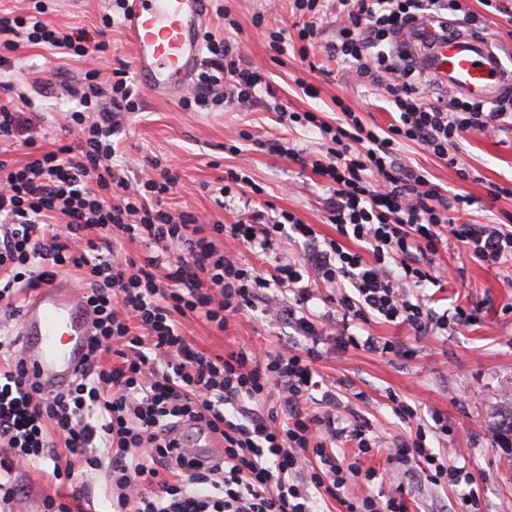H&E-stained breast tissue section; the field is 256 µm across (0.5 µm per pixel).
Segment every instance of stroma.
<instances>
[{
    "mask_svg": "<svg viewBox=\"0 0 512 512\" xmlns=\"http://www.w3.org/2000/svg\"><path fill=\"white\" fill-rule=\"evenodd\" d=\"M47 18L62 29L95 30L102 26L109 0H46ZM238 29L225 28L216 16H209L208 28L216 36L236 43L244 61L265 71L279 89L282 103L292 111L311 110L328 122L336 117V102L358 109L369 124L388 128L393 116L384 102L367 87L357 85L349 68L328 54L327 45L336 38V28L323 26L308 58H301L292 0H224ZM271 12L274 25L288 31V48L274 53L269 39L253 21L255 14ZM109 47L98 54L96 66L101 80L108 81L119 67L132 68L131 47L124 24L107 28ZM15 66L0 74V104L16 101L18 91L40 81L50 82L44 96H35V106L24 109L23 123L16 138L0 139V158L19 163L26 158V139H35L48 150L57 132V122L74 103L66 85L82 77L86 66L74 58L52 55L38 45L21 43L14 52ZM316 87L317 97L304 95L301 85ZM140 111L128 113L115 136L118 153L130 167L131 177L145 176L148 160L157 159L179 176L172 192L164 199L172 211L190 210L209 218L232 220L233 215L217 202V187L227 170L244 169L262 192L257 202L295 213L313 225L317 239L282 245L261 256L240 248L242 262L258 266L265 275L285 261L306 262L317 251L321 240L336 237L325 210L326 192L321 179L311 168L291 158L269 151L268 142L277 140L305 149L310 156L324 153L319 133L281 122L276 112L265 106L250 109L226 106L218 112L191 111L180 99H162L142 93ZM402 161L428 172L432 182L444 190L478 197L479 202L460 213L469 224H511L512 198L491 200V185L512 187V130L491 135L474 134L461 144L459 157L469 170V180L458 177L421 145L403 144ZM438 285H426L424 292L431 307L444 311L459 304L480 306L476 325L445 336L415 338L403 328L389 323H371V333L413 348L410 358L381 355L363 350H328L317 369L324 379L322 389L336 394V408L349 422L363 426L370 436L386 442L405 437L408 427L394 413L391 395L416 407L422 417L440 412L453 433L447 445L465 449L456 459L475 478L474 485L442 488L431 484L424 474L400 482L389 471L384 454L363 459L377 477L368 490L374 495L392 496L405 488L409 512H460L461 495L475 490L480 512H512V457L496 443L492 424L494 411L504 402V391L512 388V268H489L468 259L464 252L440 251L431 260ZM182 333L197 349L221 354L244 345L275 348L297 342L295 332L286 325L265 319L260 312L245 311L230 317L226 330H215L194 319H183ZM63 447L51 449L41 462L14 475L26 495L22 512H41L45 497L60 498L72 491L68 481L56 479L57 459L66 458Z\"/></svg>",
    "mask_w": 512,
    "mask_h": 512,
    "instance_id": "35a3bbf8",
    "label": "stroma"
}]
</instances>
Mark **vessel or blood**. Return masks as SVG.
<instances>
[{
    "mask_svg": "<svg viewBox=\"0 0 512 512\" xmlns=\"http://www.w3.org/2000/svg\"><path fill=\"white\" fill-rule=\"evenodd\" d=\"M206 0H129L126 19L140 85L170 98L190 85L201 56L200 32ZM402 43L421 47L420 67L448 92L491 102L512 86L492 39L457 27L442 34L405 35ZM20 362L26 378L46 391L67 389L80 375L88 351L90 320L65 276L41 284L20 307ZM186 456L222 458L207 433H198Z\"/></svg>",
    "mask_w": 512,
    "mask_h": 512,
    "instance_id": "obj_1",
    "label": "vessel or blood"
}]
</instances>
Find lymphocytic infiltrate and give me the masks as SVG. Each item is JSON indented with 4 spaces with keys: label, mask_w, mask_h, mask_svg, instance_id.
<instances>
[{
    "label": "lymphocytic infiltrate",
    "mask_w": 512,
    "mask_h": 512,
    "mask_svg": "<svg viewBox=\"0 0 512 512\" xmlns=\"http://www.w3.org/2000/svg\"><path fill=\"white\" fill-rule=\"evenodd\" d=\"M336 2L328 52L391 105L397 119L388 128L370 126L345 104L332 124L314 112L287 111L259 68L209 31L202 35L206 56L182 99L200 110L262 103L281 120L320 132L328 146L316 159L273 146L311 167L328 192L338 236L309 262L281 263L267 277L235 255L241 247L267 252L286 240L313 239L311 225L292 212L256 208L233 224L207 221L163 208L178 176L158 161L149 163L154 177L129 179L113 161L112 141L124 115L139 109L125 69L107 83L88 70L69 88L76 108L59 125L69 142L40 151L30 139L26 163L0 159V310L15 318L17 290L71 271L84 284L81 301L94 330L87 367L59 393L37 392L19 370L15 341L0 339V444L8 450L0 474L36 463L60 441L69 454L66 479L106 470L112 512H310L315 494L345 512H408L403 497L348 492V485L376 479L361 458L383 447L361 428L345 430L335 410L311 408L320 345L330 336L344 351L403 356V345L356 336L351 326L378 317L420 338L475 324V309L458 306L448 315L430 306L423 289L437 279L424 259L459 247L480 263L512 265V227L456 223L454 213L475 197L443 195L427 175L398 162L397 151L405 142L420 144L468 178L453 149L469 135L512 129V88L490 103L442 98L394 48L397 35L461 12L462 0ZM111 9L93 38L81 29L60 31L39 2L30 11L1 12L0 70L13 68L23 41L78 58L106 51L105 28L126 19L128 0H112ZM124 239L149 244V255L116 258L114 246ZM318 285L337 289V318L307 314ZM274 287L285 302L270 303ZM245 310L287 323L302 344L212 355L180 328L181 318L192 317L222 331ZM394 411L416 431L383 449L388 461L433 484H457L460 471L450 460L458 449L437 453L426 443L428 433L447 435L445 417L423 420L400 400ZM182 425L220 436L223 461L206 466L176 454ZM345 437L356 455L342 450ZM147 484L153 494L144 493Z\"/></svg>",
    "instance_id": "obj_1"
}]
</instances>
